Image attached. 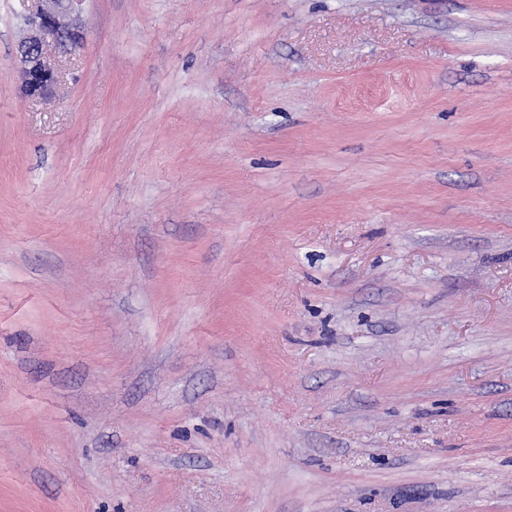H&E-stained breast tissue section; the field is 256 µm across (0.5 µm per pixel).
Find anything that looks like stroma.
I'll list each match as a JSON object with an SVG mask.
<instances>
[{
    "label": "stroma",
    "mask_w": 512,
    "mask_h": 512,
    "mask_svg": "<svg viewBox=\"0 0 512 512\" xmlns=\"http://www.w3.org/2000/svg\"><path fill=\"white\" fill-rule=\"evenodd\" d=\"M0 0V512H512V0ZM24 6L23 20L30 34L21 44L25 67L20 75V92L34 97L56 83L58 72L46 59L48 39L64 37L60 18L75 8L81 0H20ZM31 3V7L26 4ZM34 4V5H33Z\"/></svg>",
    "instance_id": "35a3bbf8"
}]
</instances>
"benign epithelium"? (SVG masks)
<instances>
[{
  "label": "benign epithelium",
  "instance_id": "1",
  "mask_svg": "<svg viewBox=\"0 0 512 512\" xmlns=\"http://www.w3.org/2000/svg\"><path fill=\"white\" fill-rule=\"evenodd\" d=\"M25 5L23 20L30 34L21 44L25 67L20 75V92L39 96L56 83L58 72L46 59V43L63 37L60 18L81 0H20Z\"/></svg>",
  "mask_w": 512,
  "mask_h": 512
}]
</instances>
